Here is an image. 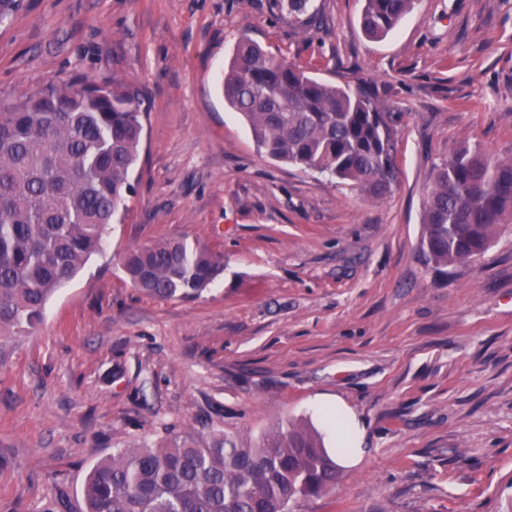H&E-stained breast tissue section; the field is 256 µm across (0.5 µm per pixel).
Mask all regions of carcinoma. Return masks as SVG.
<instances>
[{"label": "carcinoma", "instance_id": "carcinoma-1", "mask_svg": "<svg viewBox=\"0 0 512 512\" xmlns=\"http://www.w3.org/2000/svg\"><path fill=\"white\" fill-rule=\"evenodd\" d=\"M415 0H365L372 38L392 31ZM309 15L310 0H282ZM224 101L244 117L257 150L326 173L382 200L398 179L388 113L359 88L312 78L244 35L224 74ZM148 107L120 82L75 69L0 91V337L35 329L53 293L71 282L127 211ZM512 224V152L455 148L437 168L424 207L423 248L438 266L482 258ZM131 284L160 299L198 297L224 255L184 238L131 247ZM340 471L318 434L295 422L253 444L190 431L121 448L90 469L84 512H290L320 496Z\"/></svg>", "mask_w": 512, "mask_h": 512}]
</instances>
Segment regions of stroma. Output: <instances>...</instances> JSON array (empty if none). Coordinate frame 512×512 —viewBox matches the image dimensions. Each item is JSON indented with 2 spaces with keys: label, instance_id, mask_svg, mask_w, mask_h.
<instances>
[{
  "label": "stroma",
  "instance_id": "obj_1",
  "mask_svg": "<svg viewBox=\"0 0 512 512\" xmlns=\"http://www.w3.org/2000/svg\"><path fill=\"white\" fill-rule=\"evenodd\" d=\"M23 0L0 24V89L81 69L145 93L122 221L48 302L0 339V512H81L91 467L189 430L252 443L286 421L364 453L292 512H512V225L479 260L422 247L434 170L462 143L512 151V0H418L385 38L363 0ZM249 35L314 78L364 82L392 116L399 181L373 200L258 152L224 102ZM184 237L224 255L199 298L134 288L131 246Z\"/></svg>",
  "mask_w": 512,
  "mask_h": 512
}]
</instances>
